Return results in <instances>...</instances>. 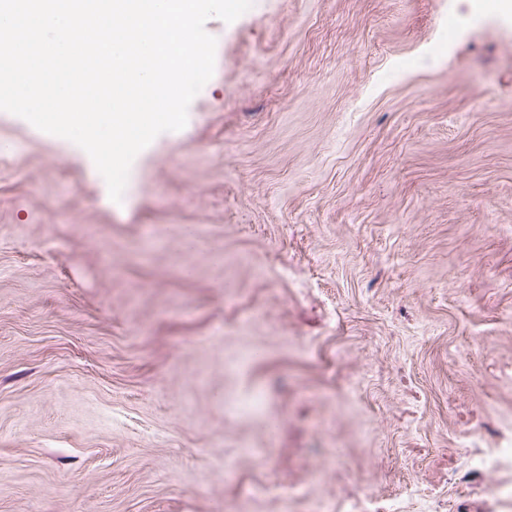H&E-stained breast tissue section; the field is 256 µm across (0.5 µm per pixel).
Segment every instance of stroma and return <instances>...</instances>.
I'll return each instance as SVG.
<instances>
[{
  "label": "stroma",
  "instance_id": "1",
  "mask_svg": "<svg viewBox=\"0 0 512 512\" xmlns=\"http://www.w3.org/2000/svg\"><path fill=\"white\" fill-rule=\"evenodd\" d=\"M123 205L0 111V512H512V21L211 18Z\"/></svg>",
  "mask_w": 512,
  "mask_h": 512
}]
</instances>
